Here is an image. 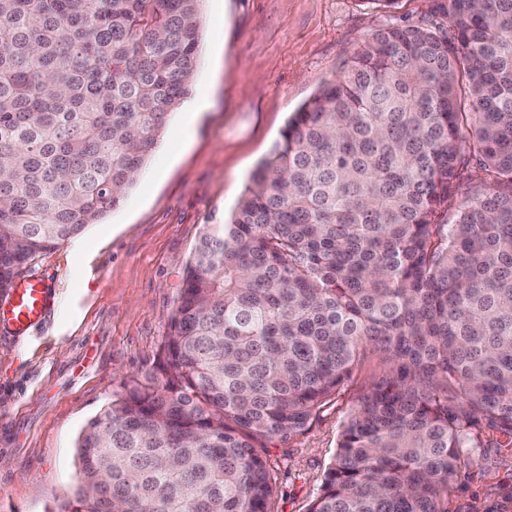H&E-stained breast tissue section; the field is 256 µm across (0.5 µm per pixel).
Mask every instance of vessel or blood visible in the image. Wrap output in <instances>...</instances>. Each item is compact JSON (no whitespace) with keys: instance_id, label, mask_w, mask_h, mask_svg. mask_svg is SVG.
Listing matches in <instances>:
<instances>
[{"instance_id":"obj_1","label":"vessel or blood","mask_w":512,"mask_h":512,"mask_svg":"<svg viewBox=\"0 0 512 512\" xmlns=\"http://www.w3.org/2000/svg\"><path fill=\"white\" fill-rule=\"evenodd\" d=\"M56 304L51 284L35 274L16 278L5 303H0V330L12 335H25L33 326L45 323Z\"/></svg>"}]
</instances>
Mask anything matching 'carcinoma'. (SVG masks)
Segmentation results:
<instances>
[{
	"instance_id": "1",
	"label": "carcinoma",
	"mask_w": 512,
	"mask_h": 512,
	"mask_svg": "<svg viewBox=\"0 0 512 512\" xmlns=\"http://www.w3.org/2000/svg\"><path fill=\"white\" fill-rule=\"evenodd\" d=\"M200 0H0V297L125 198L195 75ZM288 119L205 225L162 352L78 438L68 512H273L262 447L367 347L308 512H448L512 445V0H433Z\"/></svg>"
}]
</instances>
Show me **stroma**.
<instances>
[{"instance_id": "stroma-1", "label": "stroma", "mask_w": 512, "mask_h": 512, "mask_svg": "<svg viewBox=\"0 0 512 512\" xmlns=\"http://www.w3.org/2000/svg\"><path fill=\"white\" fill-rule=\"evenodd\" d=\"M432 0H201L195 77L125 199L101 223L28 262L57 295L27 336L0 333V512H59L81 483L78 435L160 348L205 225L236 207L289 115L383 26L429 19ZM388 368L367 348L311 427L269 442L274 512H307L342 424ZM448 512H512V447L473 448Z\"/></svg>"}]
</instances>
